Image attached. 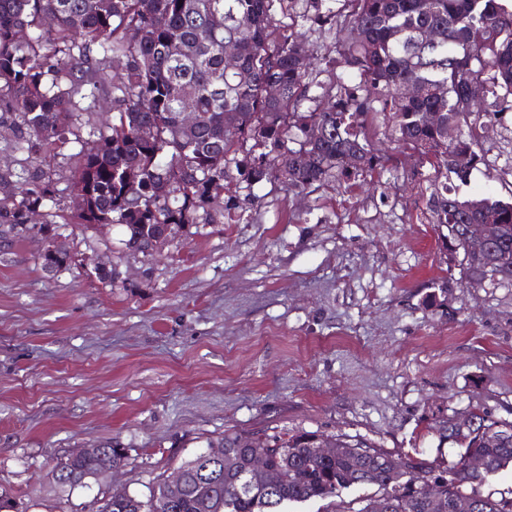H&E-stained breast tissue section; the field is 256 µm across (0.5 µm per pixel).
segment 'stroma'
Wrapping results in <instances>:
<instances>
[{
	"label": "stroma",
	"mask_w": 512,
	"mask_h": 512,
	"mask_svg": "<svg viewBox=\"0 0 512 512\" xmlns=\"http://www.w3.org/2000/svg\"><path fill=\"white\" fill-rule=\"evenodd\" d=\"M309 15L308 47L334 55ZM381 173L297 193L224 182L236 220L188 224L151 256L122 226L61 225L102 282L41 268L40 246L0 227V499L13 512H94L111 490L147 496L226 432L361 436L456 462L436 421L480 405L512 419V287L473 288L430 221L432 172L370 113ZM464 191L512 199V112L482 135ZM114 441L113 475L60 492L57 458Z\"/></svg>",
	"instance_id": "stroma-1"
}]
</instances>
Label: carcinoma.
<instances>
[{
	"instance_id": "obj_1",
	"label": "carcinoma",
	"mask_w": 512,
	"mask_h": 512,
	"mask_svg": "<svg viewBox=\"0 0 512 512\" xmlns=\"http://www.w3.org/2000/svg\"><path fill=\"white\" fill-rule=\"evenodd\" d=\"M283 0H0V107L11 110L12 149L26 155L17 172H0V183L15 178L14 190L0 195V224L22 233L28 216L60 203L54 162L80 142L75 129L85 112L116 110L112 123L93 130L111 148L81 147L66 190L79 198L58 218L65 224H120L131 253L153 254L161 224H210L212 205L224 198L229 167L252 184L288 181L291 190L319 188L339 176L358 179L381 167L370 147L366 117L371 104L390 114L398 140L419 151L434 171L427 208L431 222L462 252L460 266L471 286L512 285V202L465 196L471 171L483 162L478 129L492 96L498 112H512V0H349L352 10L325 7L324 22L348 32L336 42V63L359 81L341 93L320 91L308 68H298L306 50L295 28L309 17L283 25L276 5ZM438 37L426 43L422 32ZM28 32L21 42L17 33ZM238 56V68L224 67V47ZM125 61L117 80L101 73ZM415 82L422 93L401 95ZM279 87L271 97L267 86ZM90 90L84 108L76 97ZM191 99L197 122L180 124L182 101ZM237 126L224 127V114ZM466 128L455 141L442 125ZM151 124L155 135L136 131ZM242 157L230 158L231 149ZM181 179L157 196L152 186L168 169ZM492 224L496 241L484 247L469 241L467 226ZM461 427L448 418L436 432L439 443L457 445V462L441 469L443 483L427 491L401 479L408 464L424 474L437 470L424 451L394 455L358 436L328 435L338 449L329 458L313 453L319 433L306 430L251 435L238 433L207 441L232 453L238 466L218 485L201 481L195 461L181 463L185 490L166 507L151 490L124 501L100 500L97 512H284L290 502L339 498L355 486H375L356 512H448V503L469 499L474 512H512V489L483 494L465 468L470 456L486 460L492 473L512 467V420L481 406ZM105 461L120 466L125 449L102 444ZM254 448L269 449L267 464L282 472L272 492L250 467ZM93 460L63 456L56 467L81 476Z\"/></svg>"
}]
</instances>
